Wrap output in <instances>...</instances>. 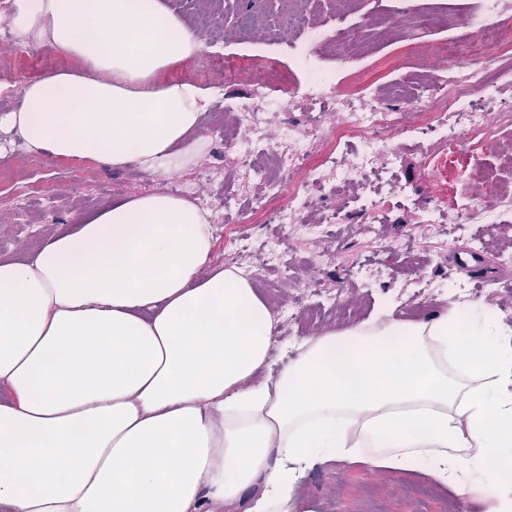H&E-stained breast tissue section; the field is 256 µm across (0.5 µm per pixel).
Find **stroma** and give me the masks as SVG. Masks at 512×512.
<instances>
[{
    "mask_svg": "<svg viewBox=\"0 0 512 512\" xmlns=\"http://www.w3.org/2000/svg\"><path fill=\"white\" fill-rule=\"evenodd\" d=\"M480 0H304L311 26L326 29L321 64L332 75L345 76L338 61L345 44H353L363 97L360 103L345 99L330 102L322 120L326 127L346 135L345 157L360 158L362 172L352 183L337 188V169L322 171L323 187L312 193L311 224L258 218L252 229V249L238 253L224 247L226 238L239 235L241 225L225 220L219 208L225 194L249 207L256 186L243 173L233 151L224 147V130L231 117L202 114L208 145L190 168L162 176L142 172L137 166L113 169L92 160L52 159L30 151L19 133L0 127V257L36 252L46 233L69 230L78 214H90L131 196L171 192L181 186L190 199L212 203L213 261L227 267L262 268L264 280L257 288L271 310L278 340L288 343L301 336L342 331L368 319L381 300L392 301L397 317L409 316L417 292H424V315L448 311L466 303V291L481 292L483 304L496 308L512 324V262L500 255L512 248V214L494 216L480 224L456 221L455 204L484 197L483 172L496 175L512 187V124L498 117L496 100H479L481 125L464 129L456 153L436 133L414 140H392L366 147L355 131L358 104L380 101L384 131L394 127L396 113L407 122L417 112L399 98L394 88L404 84L421 89L447 73L462 79V71H449L442 58L422 60L418 47L438 44L464 33L467 19L478 16ZM285 0H223L220 12L203 27L209 46L220 54L241 53L235 33L240 18L256 17V51L275 58L281 77L298 79L288 52L298 33L279 25ZM408 17L416 27L415 44L404 48L402 68L392 65L399 48L392 31L395 22ZM313 115L296 100L283 99L262 118V131L278 146L282 161H289L293 143L311 138ZM476 153L477 166L458 165L456 155ZM413 187L416 205L403 206L390 195L388 221L370 230V215L355 209L349 197L374 185L380 170ZM31 174L49 189L45 198L20 195L10 175ZM332 212L336 223L319 218ZM302 503L312 512H450L449 503L460 500V512H481L471 497H457L449 487L421 474L391 468L327 464L309 471L298 488Z\"/></svg>",
    "mask_w": 512,
    "mask_h": 512,
    "instance_id": "stroma-1",
    "label": "stroma"
}]
</instances>
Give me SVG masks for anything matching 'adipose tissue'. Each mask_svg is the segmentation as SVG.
Here are the masks:
<instances>
[{"instance_id": "obj_1", "label": "adipose tissue", "mask_w": 512, "mask_h": 512, "mask_svg": "<svg viewBox=\"0 0 512 512\" xmlns=\"http://www.w3.org/2000/svg\"><path fill=\"white\" fill-rule=\"evenodd\" d=\"M25 44L76 63L1 121L52 158L190 167L216 91L157 74L198 52L162 0H14ZM210 216L164 192L79 215L0 258V512H301L328 463L429 476L512 512V326L491 306L277 338L254 284L213 263Z\"/></svg>"}]
</instances>
